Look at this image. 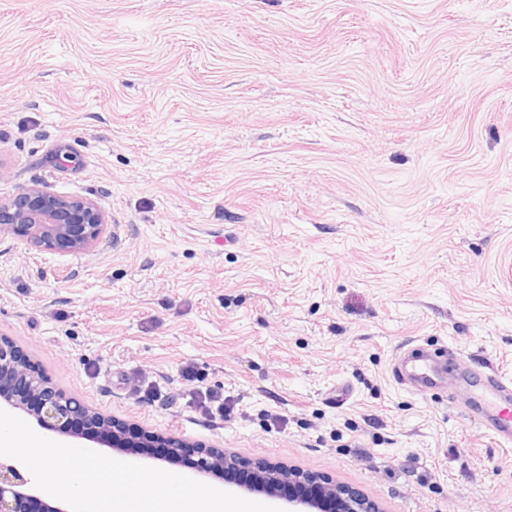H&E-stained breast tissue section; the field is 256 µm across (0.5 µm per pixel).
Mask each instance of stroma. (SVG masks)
<instances>
[{"instance_id": "1", "label": "stroma", "mask_w": 512, "mask_h": 512, "mask_svg": "<svg viewBox=\"0 0 512 512\" xmlns=\"http://www.w3.org/2000/svg\"><path fill=\"white\" fill-rule=\"evenodd\" d=\"M30 185L110 224L0 234V337L67 395L379 512H512V446L392 371L512 372V0H0ZM436 356L425 350L403 353L397 361V373L403 383L418 394L434 393L441 389L444 371ZM189 396L190 401L196 405V407L204 414L209 416L219 415L224 417L225 406H224V395L218 394L211 391H200L192 390ZM227 410V408H226Z\"/></svg>"}]
</instances>
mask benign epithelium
Segmentation results:
<instances>
[{"label":"benign epithelium","mask_w":512,"mask_h":512,"mask_svg":"<svg viewBox=\"0 0 512 512\" xmlns=\"http://www.w3.org/2000/svg\"><path fill=\"white\" fill-rule=\"evenodd\" d=\"M5 230L21 232L36 248H62L79 255L92 250L103 239L108 224L102 210L89 199L59 196L31 186L21 188L9 199H0V232ZM0 403L5 404V411L27 415L40 428L69 442L87 439L78 428V423L86 422L97 431L92 441L114 454L144 456V449L163 446L166 452L160 459L174 466L185 465L189 442L144 429L139 438H130L110 417L56 389L27 355L1 337ZM233 465L232 456L213 450L192 462L191 468L222 481L224 470ZM253 470V484L241 486L248 493L300 482L297 472L272 467L264 461ZM336 494V487L324 486L318 498L288 501V512H322L324 502L336 499ZM52 500L46 492L29 488V478L15 459L0 457V512H68L51 505Z\"/></svg>","instance_id":"1"}]
</instances>
